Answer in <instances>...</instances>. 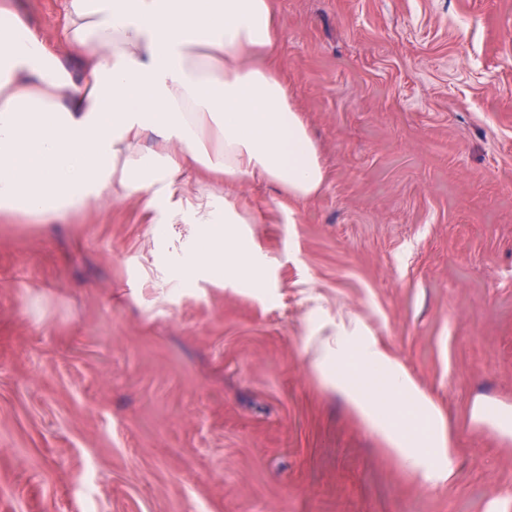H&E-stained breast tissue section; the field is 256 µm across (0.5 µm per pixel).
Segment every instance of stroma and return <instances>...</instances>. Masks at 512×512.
<instances>
[{
	"label": "stroma",
	"instance_id": "1",
	"mask_svg": "<svg viewBox=\"0 0 512 512\" xmlns=\"http://www.w3.org/2000/svg\"><path fill=\"white\" fill-rule=\"evenodd\" d=\"M327 172L239 195L262 287L137 198L0 214V512H512V0H276ZM361 322L441 411L422 486L312 365ZM474 417L501 438L512 439V408L494 404H481L474 410Z\"/></svg>",
	"mask_w": 512,
	"mask_h": 512
}]
</instances>
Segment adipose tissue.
I'll list each match as a JSON object with an SVG mask.
<instances>
[{
    "mask_svg": "<svg viewBox=\"0 0 512 512\" xmlns=\"http://www.w3.org/2000/svg\"><path fill=\"white\" fill-rule=\"evenodd\" d=\"M0 15V213L48 222L116 186L149 223L200 225L184 276L260 286L255 248L234 240L254 221L234 188L272 185L289 215L326 180L280 62L275 0H61L51 39L13 0ZM193 178L224 192L183 201ZM313 366L423 486L448 480L440 411L360 325L337 326Z\"/></svg>",
    "mask_w": 512,
    "mask_h": 512,
    "instance_id": "obj_1",
    "label": "adipose tissue"
}]
</instances>
